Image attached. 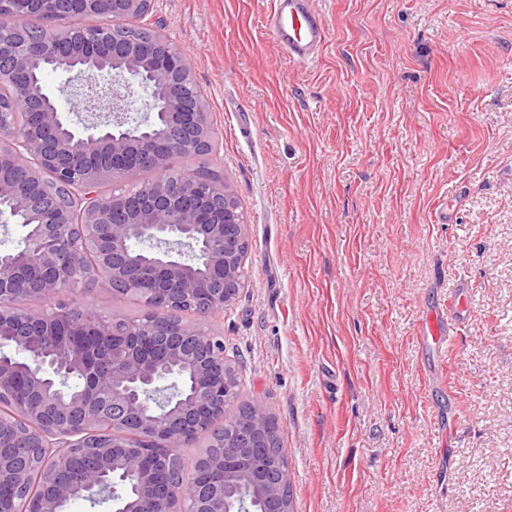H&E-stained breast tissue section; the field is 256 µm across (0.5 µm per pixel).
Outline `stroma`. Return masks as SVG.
<instances>
[{
    "instance_id": "35a3bbf8",
    "label": "stroma",
    "mask_w": 512,
    "mask_h": 512,
    "mask_svg": "<svg viewBox=\"0 0 512 512\" xmlns=\"http://www.w3.org/2000/svg\"><path fill=\"white\" fill-rule=\"evenodd\" d=\"M312 63L270 0H153L248 224L210 320L274 416L293 512H512V0H314ZM466 290L441 347L421 322ZM265 29L299 62H314L327 38L322 15L311 0H273Z\"/></svg>"
}]
</instances>
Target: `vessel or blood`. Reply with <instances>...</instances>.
<instances>
[{
	"label": "vessel or blood",
	"instance_id": "b4317fda",
	"mask_svg": "<svg viewBox=\"0 0 512 512\" xmlns=\"http://www.w3.org/2000/svg\"><path fill=\"white\" fill-rule=\"evenodd\" d=\"M265 29L300 62H314L327 38L323 18L312 0H273Z\"/></svg>",
	"mask_w": 512,
	"mask_h": 512
}]
</instances>
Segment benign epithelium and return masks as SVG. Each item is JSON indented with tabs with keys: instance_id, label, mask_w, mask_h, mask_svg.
<instances>
[{
	"instance_id": "benign-epithelium-1",
	"label": "benign epithelium",
	"mask_w": 512,
	"mask_h": 512,
	"mask_svg": "<svg viewBox=\"0 0 512 512\" xmlns=\"http://www.w3.org/2000/svg\"><path fill=\"white\" fill-rule=\"evenodd\" d=\"M152 0H0V86L11 88L0 106V214L25 230L20 248L0 252V403L14 402L20 385L41 394L37 405L19 406V440L36 449H0V481L27 486L40 470L44 494L32 512H62L76 495L59 484L56 472L84 449L91 460L82 483L95 497L112 488L115 512H292L284 496L288 469L257 479L243 471L263 468L257 450L270 447L268 414L259 405L224 432L220 450L182 465L169 479L163 448L187 446L223 418L228 381L239 368L224 356V337L195 323L172 326L170 313L224 314L245 281L236 256L248 225L234 220L232 194L222 176L203 169L190 178L157 177L148 186L109 195L93 191L136 172L160 173L173 155L206 156L216 149L210 112L196 91L191 62L155 31L119 37L114 23L140 26ZM96 15L102 24L87 30L64 26V14ZM41 15L45 26L31 30L19 17ZM112 73V102L105 113L77 126L41 91L37 71ZM168 84L144 101V115L131 116V84ZM22 106L25 121L13 116ZM204 270L207 282L197 275ZM38 286L43 308L22 310L15 292L25 282ZM137 287L157 314L155 332L123 336L112 319L99 316L97 332L112 338V373L93 380L103 410L87 406L84 391L62 387V379L84 370L88 351L72 342L38 352L36 339L54 320L75 324L72 294L96 288L114 293ZM35 358L24 371L19 360ZM192 375L184 391L176 379ZM220 471L224 485L200 479Z\"/></svg>"
}]
</instances>
